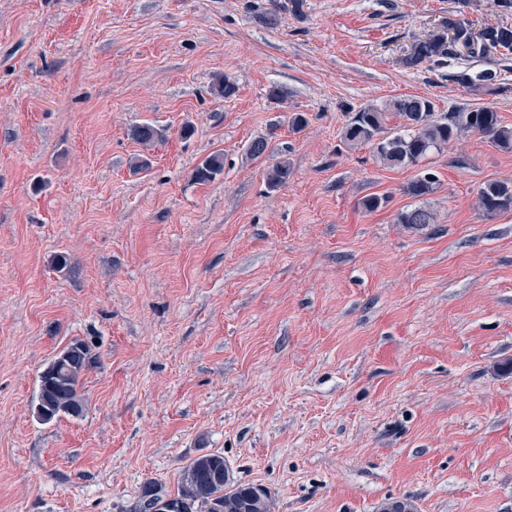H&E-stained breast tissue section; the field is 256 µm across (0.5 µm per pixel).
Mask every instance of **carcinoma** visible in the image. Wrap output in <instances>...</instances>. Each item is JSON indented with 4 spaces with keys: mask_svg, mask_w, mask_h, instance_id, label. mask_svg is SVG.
<instances>
[{
    "mask_svg": "<svg viewBox=\"0 0 512 512\" xmlns=\"http://www.w3.org/2000/svg\"><path fill=\"white\" fill-rule=\"evenodd\" d=\"M442 26L454 30V38L434 34L417 41L403 59L406 67L431 68L451 60L471 61L512 54V24L485 26L476 38L470 24L462 18L448 17ZM451 78L473 91H482L494 85L496 72L468 67L453 73ZM391 117L401 121L399 130L386 129ZM468 134H481L499 150L512 152V127L501 124L493 108L483 106L450 112L442 119L436 116L433 102L420 96L394 98L383 109L376 105L360 108L342 127L341 139L351 148L371 146L374 159L384 167L412 168L429 154L441 151L449 141ZM132 136L147 144L161 139L163 133L153 124L143 123L133 129ZM223 171L224 155L214 153L197 167L195 176L206 182ZM290 174L288 159L276 162L266 171L268 188H279ZM436 183L435 174L420 173L407 184L405 193L421 198L431 194ZM477 203L490 216L512 211V183H484L478 189ZM396 222L410 229H425L437 223V215L430 207L420 204L399 212ZM90 365L89 348L81 341H74L41 372L35 409L42 422L48 423L62 414L83 415L85 400L80 382ZM275 508L267 488L235 481L224 455L210 453L193 459L182 469L175 494L160 482H145L131 512H275Z\"/></svg>",
    "mask_w": 512,
    "mask_h": 512,
    "instance_id": "cac0c4a2",
    "label": "carcinoma"
}]
</instances>
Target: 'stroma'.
<instances>
[{"label": "stroma", "mask_w": 512, "mask_h": 512, "mask_svg": "<svg viewBox=\"0 0 512 512\" xmlns=\"http://www.w3.org/2000/svg\"><path fill=\"white\" fill-rule=\"evenodd\" d=\"M304 3L0 0V512H128L207 453L275 512H512V211L477 204L512 153L468 135L429 155L438 221L409 230L415 169L341 140L350 112L407 95L512 126V55L482 92L402 64L448 17L512 14ZM145 122L165 139L135 140ZM76 340L85 413L42 423L39 376Z\"/></svg>", "instance_id": "obj_1"}]
</instances>
